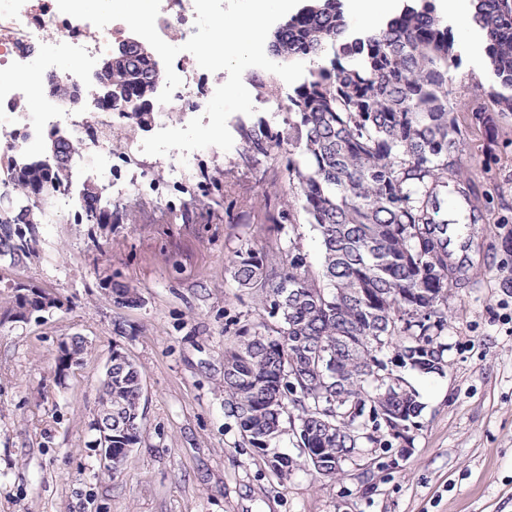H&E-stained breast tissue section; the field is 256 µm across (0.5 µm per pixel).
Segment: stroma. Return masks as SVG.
<instances>
[{"label":"stroma","instance_id":"obj_1","mask_svg":"<svg viewBox=\"0 0 512 512\" xmlns=\"http://www.w3.org/2000/svg\"><path fill=\"white\" fill-rule=\"evenodd\" d=\"M462 62L448 84L461 131L462 171L485 216L458 285L448 292L442 372L406 371L423 406L406 455L367 445L337 477L315 474L297 439L280 476L244 439L224 406V349L268 315L257 290L238 287L228 259L244 245L287 247L274 221L286 201L282 150L245 166L240 144L197 151L180 180L220 173L221 192L166 205L168 159L122 165L123 181L148 172L157 191L126 204L122 223H72L50 206L35 258L0 257L6 284L38 285L61 308L0 324V512H512V112H488L482 40L455 26ZM117 274L139 301L108 298ZM87 351L65 384L55 379L61 339ZM141 373L138 443L114 474L99 467L92 422L113 350Z\"/></svg>","mask_w":512,"mask_h":512}]
</instances>
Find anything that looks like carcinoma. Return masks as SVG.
Masks as SVG:
<instances>
[{
  "instance_id": "carcinoma-1",
  "label": "carcinoma",
  "mask_w": 512,
  "mask_h": 512,
  "mask_svg": "<svg viewBox=\"0 0 512 512\" xmlns=\"http://www.w3.org/2000/svg\"><path fill=\"white\" fill-rule=\"evenodd\" d=\"M473 23L485 42L494 84L490 96L501 112H512V0H472ZM275 56L285 63L318 59L304 81L288 93L283 126L258 116L238 126L241 160L268 156L287 145L288 193L293 201L281 221L293 223L299 207L322 249L315 270L295 240L273 254L247 245L231 259L241 288H258L263 309L274 319L270 333L239 334L224 353L225 406L248 443L273 471L284 475L294 460L267 450L285 433L284 423L323 462L319 475L336 476V453L397 441L385 419L413 421L422 405L409 385L385 378V352L400 338L399 369L408 359L419 372L437 373L435 355L447 328L443 306L448 288V234L459 220L448 207V190L470 196L460 174L461 142L448 83L461 64L452 28L433 0H404L377 30L349 29L342 0H302L274 30ZM112 95L136 101L123 118L140 128L153 119L152 97L162 82L150 50L109 57ZM259 99L281 90L270 74L252 77ZM70 165L8 157L0 174L10 193L0 198V256L19 266L37 254L41 222L49 218L45 195L70 186ZM85 206L75 224H118L104 185L87 184ZM40 222L22 219L29 210ZM0 323L39 319L47 312L42 288L9 285ZM140 372L133 364L112 365V454L125 456L136 434L127 422L141 416Z\"/></svg>"
}]
</instances>
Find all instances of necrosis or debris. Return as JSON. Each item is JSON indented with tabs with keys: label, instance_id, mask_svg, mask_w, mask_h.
I'll return each instance as SVG.
<instances>
[{
	"label": "necrosis or debris",
	"instance_id": "1",
	"mask_svg": "<svg viewBox=\"0 0 512 512\" xmlns=\"http://www.w3.org/2000/svg\"><path fill=\"white\" fill-rule=\"evenodd\" d=\"M194 0H161L156 30L169 44H184L195 34ZM56 30L52 45H45L48 30ZM111 31L113 39L122 38L123 22L114 21L106 29L62 13L57 0H0V68L8 69V76L0 78V155L19 152L47 126H65L74 136L87 138L90 131H103L119 115L115 112H97L85 117L63 111L54 106L47 85H33L26 81L32 55L43 50L40 65L45 74L56 73V62L64 57H75L94 63L108 49L102 31ZM182 84L173 97L183 114L205 111L215 88L203 79L195 57L182 53L175 65ZM35 98L39 109L25 108V100Z\"/></svg>",
	"mask_w": 512,
	"mask_h": 512
}]
</instances>
